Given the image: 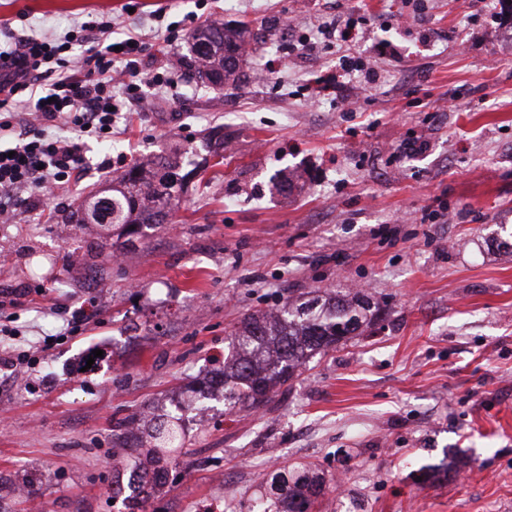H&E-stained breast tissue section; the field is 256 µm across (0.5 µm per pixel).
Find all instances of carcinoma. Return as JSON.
<instances>
[{
    "label": "carcinoma",
    "instance_id": "cac0c4a2",
    "mask_svg": "<svg viewBox=\"0 0 512 512\" xmlns=\"http://www.w3.org/2000/svg\"><path fill=\"white\" fill-rule=\"evenodd\" d=\"M249 45L245 26L212 21L190 35L188 54L180 62L204 84L239 86ZM179 169L170 156L136 161L89 203L75 223L112 224L121 233L134 224L163 223L167 211L181 198ZM377 319L368 297L334 293L316 294L299 304L288 302L277 312L248 314L234 332L235 351L224 358V373L206 383L204 394L224 399L227 411L258 408L276 386L286 384L315 355L362 334ZM120 425L141 428L145 444L125 465L131 470L128 481L122 480L119 471L112 475V496L123 497L129 512H146V499L134 492L160 482L161 472L181 454L186 443L182 418L160 414L139 421L131 417ZM324 485L323 474L311 466H301L291 475L278 474L276 512H310Z\"/></svg>",
    "mask_w": 512,
    "mask_h": 512
}]
</instances>
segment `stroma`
I'll use <instances>...</instances> for the list:
<instances>
[{
	"instance_id": "35a3bbf8",
	"label": "stroma",
	"mask_w": 512,
	"mask_h": 512,
	"mask_svg": "<svg viewBox=\"0 0 512 512\" xmlns=\"http://www.w3.org/2000/svg\"><path fill=\"white\" fill-rule=\"evenodd\" d=\"M339 2L0 0V41L119 15L179 53L211 13L257 37L239 88L184 73L146 91L112 140L87 139L64 196L0 223V289L25 293L0 309V353L31 355L25 384L0 381L6 512H126L112 496L121 419L177 412L245 314L360 283L377 325L260 410L186 414L188 452L147 512H276L273 474L302 465L326 480L313 512H512V0ZM340 11L359 18L376 83L297 55L299 34ZM275 58L286 86L255 77ZM218 127L220 162L202 149ZM414 140L426 152L410 155ZM176 148L206 172L165 223L119 239L67 222L110 182L104 159ZM65 312L90 321L65 335Z\"/></svg>"
}]
</instances>
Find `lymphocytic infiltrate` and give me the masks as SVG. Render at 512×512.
Masks as SVG:
<instances>
[{
    "label": "lymphocytic infiltrate",
    "instance_id": "f902f5d3",
    "mask_svg": "<svg viewBox=\"0 0 512 512\" xmlns=\"http://www.w3.org/2000/svg\"><path fill=\"white\" fill-rule=\"evenodd\" d=\"M108 18L75 25L63 42L23 37L0 47V214H15L25 195L46 197L85 168V140L111 138L120 112L142 98L152 47L136 29L113 38ZM355 19L337 15L317 26L321 41L304 37L303 53L336 50L345 77L358 71L352 52ZM69 135H60V128Z\"/></svg>",
    "mask_w": 512,
    "mask_h": 512
}]
</instances>
